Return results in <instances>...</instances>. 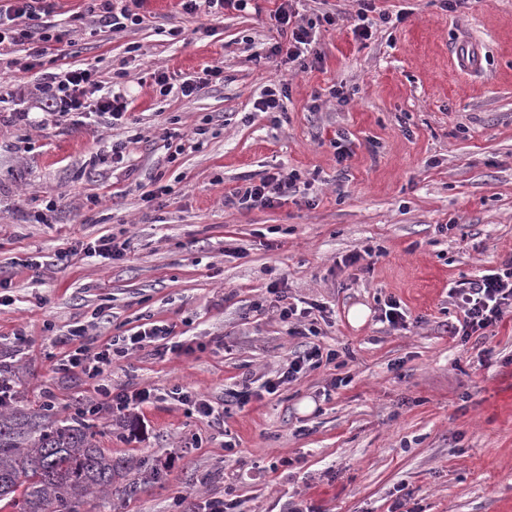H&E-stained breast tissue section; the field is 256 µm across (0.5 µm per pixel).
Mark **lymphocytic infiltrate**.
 Listing matches in <instances>:
<instances>
[{"instance_id":"f902f5d3","label":"lymphocytic infiltrate","mask_w":512,"mask_h":512,"mask_svg":"<svg viewBox=\"0 0 512 512\" xmlns=\"http://www.w3.org/2000/svg\"><path fill=\"white\" fill-rule=\"evenodd\" d=\"M142 6L143 0H93L89 10L99 27L121 32L129 26L144 23ZM53 11L54 0H0V47L28 43L32 46L31 57L36 58L47 54L48 43L69 42L70 31L66 25L35 26V19ZM23 18L28 21L24 27L19 24ZM276 19L281 39L269 47L268 56L281 59L285 64L306 63L308 57L316 53L311 27L296 21L286 2L279 7ZM29 106L52 111L67 121L95 115L117 122L124 117L128 103L122 92L103 87L96 70L68 67L41 74ZM300 191L299 173L292 171L283 175L275 172L238 190L236 198L238 204L246 208H271L282 198L297 195ZM449 296L463 313L459 324L451 327V335L464 341L474 335H485L488 328L496 326L505 312L512 309V257L489 269L479 279L456 283L450 288ZM58 342L65 348L59 371L65 374L77 372L98 382L99 401L79 408L80 413L92 419L141 408L154 399L148 389L115 391L100 383V376L111 367L113 358L126 356L129 351L154 342L160 343L159 353L163 356L186 351L184 342L175 339L174 329L169 324L151 325L131 335L112 339L96 350L91 348L86 329L81 325L59 337Z\"/></svg>"}]
</instances>
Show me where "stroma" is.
Masks as SVG:
<instances>
[{
    "label": "stroma",
    "instance_id": "obj_1",
    "mask_svg": "<svg viewBox=\"0 0 512 512\" xmlns=\"http://www.w3.org/2000/svg\"><path fill=\"white\" fill-rule=\"evenodd\" d=\"M281 2L218 17L146 0L145 24L112 33L92 23L88 0H56L73 42L52 45L42 69L120 79L128 119L46 126L40 110L0 112V276L11 282L0 365L16 397L63 419L96 397L92 381L55 370L74 325L101 345L162 321L191 344L178 356L132 351L104 372L156 398L129 410L135 427L94 421L100 447L134 470L126 490L81 512H171L180 495L234 499L239 512H512V311L485 338L448 332L463 317L449 288L512 254V0H375L365 39L353 32L360 0H295L321 55L306 69L265 57ZM467 38L482 45L473 71L456 65ZM28 61L24 45L0 56V92L17 104L34 92ZM209 66L223 81L183 97L179 84ZM157 71L170 94L157 92ZM334 84L345 102L329 96ZM271 87L286 89L285 111H256ZM341 134L352 154L340 163ZM116 141L127 145L118 167ZM292 170L306 194L231 203ZM158 184L169 194L144 206ZM52 199L50 222L33 223ZM103 236L124 243L123 259L55 264L74 240ZM31 257L41 272L24 267ZM273 283L284 302L319 304L316 341L337 358L270 394L264 383L303 343L272 312ZM392 301L406 318L397 327L381 319ZM356 306L368 311L359 325ZM245 383L248 403L230 401ZM176 386L223 404V424L178 401Z\"/></svg>",
    "mask_w": 512,
    "mask_h": 512
}]
</instances>
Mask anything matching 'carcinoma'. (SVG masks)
Listing matches in <instances>:
<instances>
[{"label":"carcinoma","instance_id":"1","mask_svg":"<svg viewBox=\"0 0 512 512\" xmlns=\"http://www.w3.org/2000/svg\"><path fill=\"white\" fill-rule=\"evenodd\" d=\"M131 466L99 447L94 426L76 413L54 419L4 397L0 410V501L20 512H80L98 491H112Z\"/></svg>","mask_w":512,"mask_h":512}]
</instances>
